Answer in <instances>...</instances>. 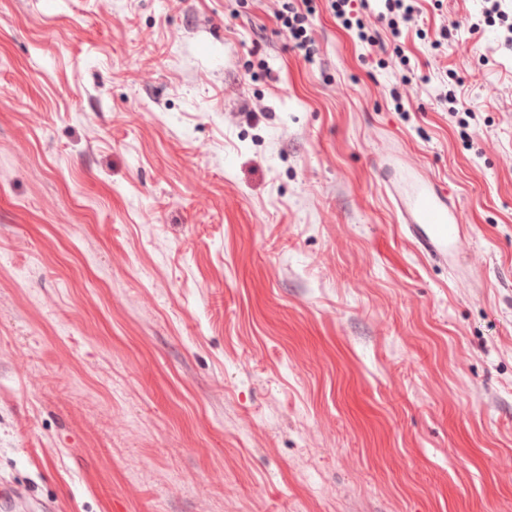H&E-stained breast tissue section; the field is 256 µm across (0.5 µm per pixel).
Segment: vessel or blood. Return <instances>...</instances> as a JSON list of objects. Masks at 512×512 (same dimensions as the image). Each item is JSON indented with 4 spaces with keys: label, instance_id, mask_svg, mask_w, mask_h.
I'll return each mask as SVG.
<instances>
[{
    "label": "vessel or blood",
    "instance_id": "obj_1",
    "mask_svg": "<svg viewBox=\"0 0 512 512\" xmlns=\"http://www.w3.org/2000/svg\"><path fill=\"white\" fill-rule=\"evenodd\" d=\"M405 213L408 223L425 229L424 245L436 250L447 248L462 227L457 208L431 186L411 190Z\"/></svg>",
    "mask_w": 512,
    "mask_h": 512
}]
</instances>
